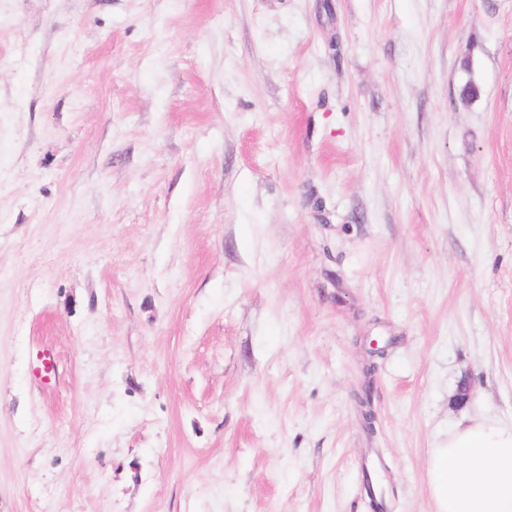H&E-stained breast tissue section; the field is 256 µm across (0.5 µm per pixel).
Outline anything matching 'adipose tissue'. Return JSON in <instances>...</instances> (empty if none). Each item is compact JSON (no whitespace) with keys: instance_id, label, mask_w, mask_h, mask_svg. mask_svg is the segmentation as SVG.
<instances>
[{"instance_id":"1","label":"adipose tissue","mask_w":512,"mask_h":512,"mask_svg":"<svg viewBox=\"0 0 512 512\" xmlns=\"http://www.w3.org/2000/svg\"><path fill=\"white\" fill-rule=\"evenodd\" d=\"M435 512H512V426L461 422L428 464Z\"/></svg>"}]
</instances>
